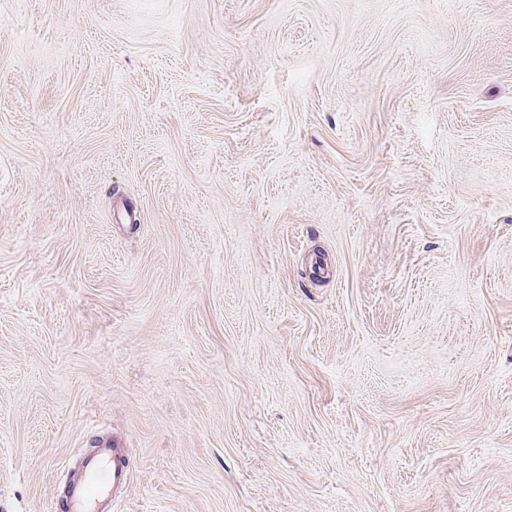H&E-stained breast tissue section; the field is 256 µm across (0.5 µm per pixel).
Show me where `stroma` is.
Listing matches in <instances>:
<instances>
[{"mask_svg": "<svg viewBox=\"0 0 512 512\" xmlns=\"http://www.w3.org/2000/svg\"><path fill=\"white\" fill-rule=\"evenodd\" d=\"M512 512V0H0V512ZM82 477H68L66 512H112L113 492L130 480L128 448L100 441L80 457Z\"/></svg>", "mask_w": 512, "mask_h": 512, "instance_id": "obj_1", "label": "stroma"}]
</instances>
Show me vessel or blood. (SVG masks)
<instances>
[{
	"label": "vessel or blood",
	"instance_id": "obj_1",
	"mask_svg": "<svg viewBox=\"0 0 512 512\" xmlns=\"http://www.w3.org/2000/svg\"><path fill=\"white\" fill-rule=\"evenodd\" d=\"M80 463L82 476L67 479L66 512H112L114 490L131 478L127 449L102 441Z\"/></svg>",
	"mask_w": 512,
	"mask_h": 512
}]
</instances>
